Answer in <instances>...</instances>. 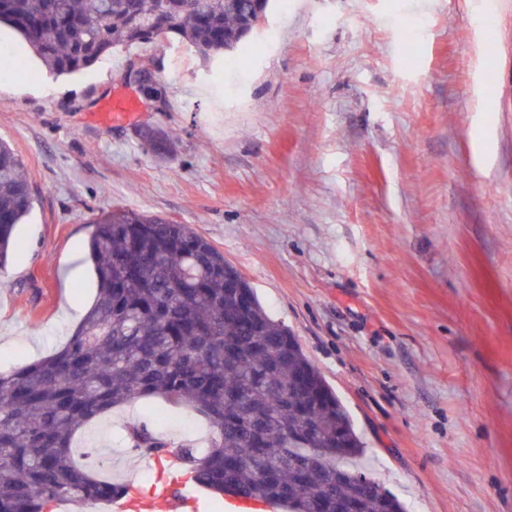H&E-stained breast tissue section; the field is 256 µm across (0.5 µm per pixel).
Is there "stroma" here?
<instances>
[{
	"mask_svg": "<svg viewBox=\"0 0 512 512\" xmlns=\"http://www.w3.org/2000/svg\"><path fill=\"white\" fill-rule=\"evenodd\" d=\"M0 46V139L33 192L0 272L1 370L79 325L97 214L159 215L296 336L407 512H512V0H273L230 63L173 37L58 77L16 31ZM120 94L136 116L102 121ZM132 420L207 441L191 408L127 405L75 439L106 477ZM127 453L150 491L158 466Z\"/></svg>",
	"mask_w": 512,
	"mask_h": 512,
	"instance_id": "stroma-1",
	"label": "stroma"
}]
</instances>
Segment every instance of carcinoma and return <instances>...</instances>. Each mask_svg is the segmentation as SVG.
<instances>
[{"instance_id": "1", "label": "carcinoma", "mask_w": 512, "mask_h": 512, "mask_svg": "<svg viewBox=\"0 0 512 512\" xmlns=\"http://www.w3.org/2000/svg\"><path fill=\"white\" fill-rule=\"evenodd\" d=\"M270 0H0L18 32L56 75L84 71L119 46L177 34L204 60L253 31ZM32 188L0 141V270L17 245ZM98 296L70 340L30 365L0 370V512H44L65 499L90 507L125 484L75 458V436L139 399L189 406L207 448L177 444L147 425L125 426L130 447L178 452L195 481L231 488L286 512H404L372 482L356 485L362 441L353 421L290 330L274 320L238 269L188 224L123 208L93 220ZM344 446L336 447V439ZM348 483L336 490V469Z\"/></svg>"}]
</instances>
